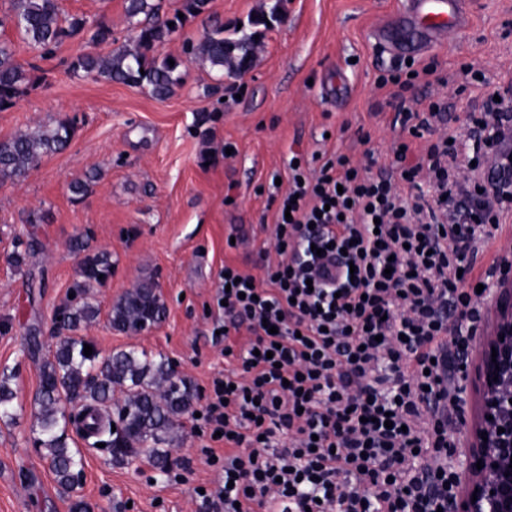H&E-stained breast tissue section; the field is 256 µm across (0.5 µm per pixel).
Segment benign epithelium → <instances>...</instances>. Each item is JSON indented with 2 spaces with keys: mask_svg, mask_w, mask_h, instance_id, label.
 Listing matches in <instances>:
<instances>
[{
  "mask_svg": "<svg viewBox=\"0 0 512 512\" xmlns=\"http://www.w3.org/2000/svg\"><path fill=\"white\" fill-rule=\"evenodd\" d=\"M510 110L512 83L497 88L483 104L481 149L501 180L498 189L478 198L482 224L501 223L506 215L502 205L512 201V125L503 121ZM481 304L482 325L471 336V348L453 365L460 416L446 448L452 463L448 512H512L511 249L502 256L499 276L484 286Z\"/></svg>",
  "mask_w": 512,
  "mask_h": 512,
  "instance_id": "benign-epithelium-1",
  "label": "benign epithelium"
}]
</instances>
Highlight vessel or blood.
Segmentation results:
<instances>
[{
    "label": "vessel or blood",
    "instance_id": "vessel-or-blood-1",
    "mask_svg": "<svg viewBox=\"0 0 512 512\" xmlns=\"http://www.w3.org/2000/svg\"><path fill=\"white\" fill-rule=\"evenodd\" d=\"M460 9L459 0H402L398 21L379 26L374 37L397 53H417L459 33Z\"/></svg>",
    "mask_w": 512,
    "mask_h": 512
}]
</instances>
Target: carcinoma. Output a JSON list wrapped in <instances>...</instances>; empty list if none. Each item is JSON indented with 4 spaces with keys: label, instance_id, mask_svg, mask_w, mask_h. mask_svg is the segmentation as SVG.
I'll list each match as a JSON object with an SVG mask.
<instances>
[{
    "label": "carcinoma",
    "instance_id": "obj_1",
    "mask_svg": "<svg viewBox=\"0 0 512 512\" xmlns=\"http://www.w3.org/2000/svg\"><path fill=\"white\" fill-rule=\"evenodd\" d=\"M209 0H180L171 17H161L149 0H127L126 16L131 35L128 42L106 54L80 55L70 64L72 70L97 78L134 85H147L157 98L173 92L179 78L174 73L181 65L178 58L153 55L156 44L164 42L182 26L179 14L196 17L204 13ZM144 19H139V16ZM11 21L30 49L40 56L54 53L68 39L89 35L93 42L111 39L102 23L90 24L82 17L63 18L56 0H11ZM174 26H169V23ZM253 35H224V26L214 23L204 30L198 42L186 44L185 53L210 64L219 71L246 67L254 57ZM174 64H169V61ZM29 78L15 58L12 44L0 42V108L13 105L27 89ZM73 124L58 121L51 128H38L0 141V180H19L35 169L43 156L65 149L72 138ZM112 272L108 254L83 258L82 281L76 288L84 295L81 305L63 316L64 329L71 332L56 346L42 367L40 389L36 398L39 436L36 444L44 451L57 483L72 487L83 465L80 452L68 446L67 428L73 414L66 413V403L77 402L84 409L88 435L111 447L112 455L127 462L141 455L160 461L165 456L161 445L175 419L186 413L193 397L191 383L175 375L164 357L157 359L144 351L119 350L107 357L97 351L84 354L86 341L77 335L84 325L100 314L89 298L90 288L103 283ZM166 307L157 293V283L148 278L127 291L109 309L113 329L138 333L163 321ZM124 394L119 406L124 417L116 428L103 423L97 407L112 405L116 390ZM14 394L7 378H0V416L13 418Z\"/></svg>",
    "mask_w": 512,
    "mask_h": 512
}]
</instances>
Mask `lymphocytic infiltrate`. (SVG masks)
Instances as JSON below:
<instances>
[{
	"mask_svg": "<svg viewBox=\"0 0 512 512\" xmlns=\"http://www.w3.org/2000/svg\"><path fill=\"white\" fill-rule=\"evenodd\" d=\"M289 167L260 274L225 264L224 373L193 420L215 477L204 512H440L447 507L450 313L485 241L465 212L480 174L447 137L372 170L343 153ZM437 178L408 201L401 184ZM246 332L238 346L234 335Z\"/></svg>",
	"mask_w": 512,
	"mask_h": 512,
	"instance_id": "obj_1",
	"label": "lymphocytic infiltrate"
}]
</instances>
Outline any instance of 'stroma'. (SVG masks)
Segmentation results:
<instances>
[{"label":"stroma","instance_id":"obj_1","mask_svg":"<svg viewBox=\"0 0 512 512\" xmlns=\"http://www.w3.org/2000/svg\"><path fill=\"white\" fill-rule=\"evenodd\" d=\"M282 3L284 16L264 31L256 62L233 80L191 56L185 40L206 22L226 29ZM399 0H210L208 18L187 19L158 56H183L180 82L164 99L149 87L74 74L70 61L107 52L108 44L66 40L48 59L34 57L0 0V41L12 42L30 78L27 93L0 109V139L64 117L74 133L62 152L44 157L20 181L0 183V373L15 394L16 420L0 419V512H70L83 498L92 512H196L193 487L213 473L202 441L183 416L165 447L164 468L146 457L116 463L112 451L68 429L83 458L74 490L59 486L34 446L40 371L63 334L61 317L78 305L73 292L84 254L109 253L112 274L92 295L98 318L81 334L100 355L136 348L163 355L194 387L190 408L205 402L224 369V345L212 337L215 295L225 263L259 273L276 207L273 175L287 177L292 154L372 156L391 161L395 113L381 75L398 64L370 32ZM61 16L101 22L127 39L125 0H57ZM468 24L455 38L419 53L437 63L446 85L405 92L448 104L449 136L458 157L472 149L465 118L512 78V0H463ZM368 131L369 142L359 140ZM232 156H225V147ZM96 173L90 194L74 199L71 182ZM82 237L84 252L71 248ZM159 285L165 319L136 334L111 328L112 303L139 280Z\"/></svg>","mask_w":512,"mask_h":512}]
</instances>
